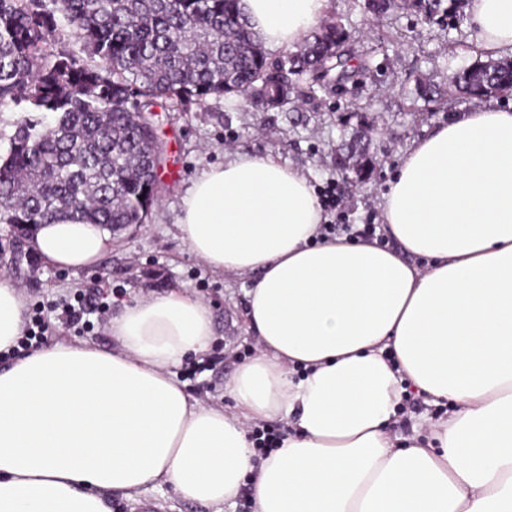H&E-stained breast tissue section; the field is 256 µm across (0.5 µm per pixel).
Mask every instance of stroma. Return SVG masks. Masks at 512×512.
I'll use <instances>...</instances> for the list:
<instances>
[{
	"instance_id": "35a3bbf8",
	"label": "stroma",
	"mask_w": 512,
	"mask_h": 512,
	"mask_svg": "<svg viewBox=\"0 0 512 512\" xmlns=\"http://www.w3.org/2000/svg\"><path fill=\"white\" fill-rule=\"evenodd\" d=\"M323 24H341L356 55L369 69L362 83L333 90H309L304 75H290L295 89L273 107L253 108L243 97H210L201 105L161 119L166 143L158 204L146 220L131 224L95 268L72 273L46 267L14 268L0 251V271L21 289L27 304L70 302L76 291L98 289L109 304L134 296L185 290L209 305L215 342L208 353L213 369L186 381V391L206 406L224 403V385L258 345L244 321L249 275L216 273L181 239L177 222L181 199L208 166L238 153L272 154L300 170L314 188L335 182L346 221H384L383 195L414 141L459 112L476 111L487 97L465 96L449 88L452 73L480 61L465 18L441 24L418 23L413 11L397 9L375 17L364 0H330ZM369 122L381 133L376 180L357 188L338 180L333 165L343 131Z\"/></svg>"
}]
</instances>
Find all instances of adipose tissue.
Segmentation results:
<instances>
[{
  "label": "adipose tissue",
  "mask_w": 512,
  "mask_h": 512,
  "mask_svg": "<svg viewBox=\"0 0 512 512\" xmlns=\"http://www.w3.org/2000/svg\"><path fill=\"white\" fill-rule=\"evenodd\" d=\"M329 0H239L269 47L299 46ZM484 55L512 53V0H470ZM396 249L320 235L314 187L271 154L208 167L177 228L217 273H247L259 345L224 387L232 411L172 369L205 355L208 304L179 289L123 301L115 346L38 348L0 370V512H112L169 485L224 512H512V112L451 118L408 151L385 194ZM100 224L39 225L32 251L83 271L111 250ZM427 259L426 267L415 264ZM26 301L0 276V352ZM445 407L393 436L406 390ZM291 433L258 458L252 426Z\"/></svg>",
  "instance_id": "1"
}]
</instances>
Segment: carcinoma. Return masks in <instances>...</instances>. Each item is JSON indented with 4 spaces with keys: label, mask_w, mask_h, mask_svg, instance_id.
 Listing matches in <instances>:
<instances>
[{
    "label": "carcinoma",
    "mask_w": 512,
    "mask_h": 512,
    "mask_svg": "<svg viewBox=\"0 0 512 512\" xmlns=\"http://www.w3.org/2000/svg\"><path fill=\"white\" fill-rule=\"evenodd\" d=\"M238 2L0 0V109L27 104L0 154V224L68 217L115 232L142 224L165 161L159 112L248 91L278 103L296 71L325 88L367 70L352 64L336 25L315 32L302 56L271 62ZM365 2L378 15L407 6L431 23L459 13L464 0ZM61 19L97 63L47 50ZM452 82L469 95L511 90L512 63L479 62ZM372 134L355 131L336 148V165L361 186L376 174Z\"/></svg>",
    "instance_id": "1"
}]
</instances>
